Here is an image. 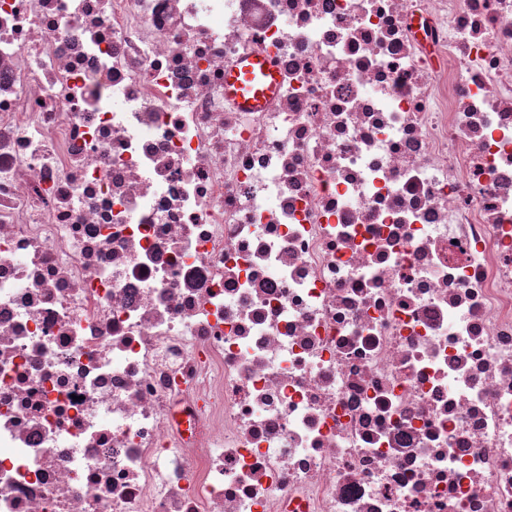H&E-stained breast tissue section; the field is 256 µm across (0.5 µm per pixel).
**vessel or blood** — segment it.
Here are the masks:
<instances>
[{
    "label": "vessel or blood",
    "mask_w": 512,
    "mask_h": 512,
    "mask_svg": "<svg viewBox=\"0 0 512 512\" xmlns=\"http://www.w3.org/2000/svg\"><path fill=\"white\" fill-rule=\"evenodd\" d=\"M278 76L262 53H254L224 75V93L244 111L264 106L275 93Z\"/></svg>",
    "instance_id": "obj_1"
}]
</instances>
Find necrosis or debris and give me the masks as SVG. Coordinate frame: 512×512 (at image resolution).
Segmentation results:
<instances>
[{
    "label": "necrosis or debris",
    "mask_w": 512,
    "mask_h": 512,
    "mask_svg": "<svg viewBox=\"0 0 512 512\" xmlns=\"http://www.w3.org/2000/svg\"><path fill=\"white\" fill-rule=\"evenodd\" d=\"M0 512H512V0H0ZM277 83L275 67L262 53L256 52L224 74V94L249 112L266 104Z\"/></svg>",
    "instance_id": "4bbe7bcc"
}]
</instances>
